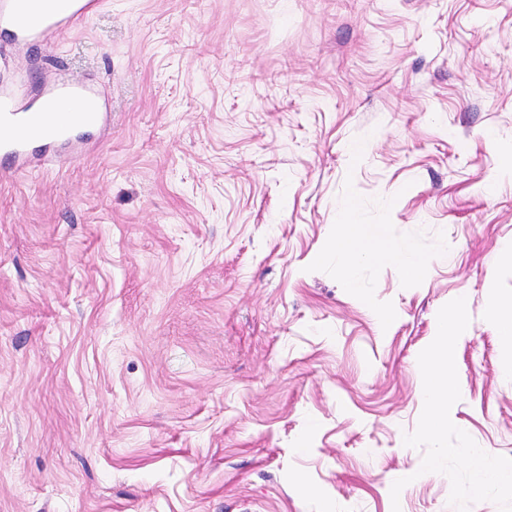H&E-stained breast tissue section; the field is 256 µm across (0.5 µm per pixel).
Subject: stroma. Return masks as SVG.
<instances>
[{"mask_svg": "<svg viewBox=\"0 0 512 512\" xmlns=\"http://www.w3.org/2000/svg\"><path fill=\"white\" fill-rule=\"evenodd\" d=\"M67 76L112 125L0 171V512H458L404 437L459 297L452 421L512 458V0H105L0 44L18 98ZM345 222L423 280L344 277ZM491 313L502 339L512 347V305L492 303Z\"/></svg>", "mask_w": 512, "mask_h": 512, "instance_id": "1", "label": "stroma"}]
</instances>
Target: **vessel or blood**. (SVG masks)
<instances>
[{
	"label": "vessel or blood",
	"instance_id": "vessel-or-blood-1",
	"mask_svg": "<svg viewBox=\"0 0 512 512\" xmlns=\"http://www.w3.org/2000/svg\"><path fill=\"white\" fill-rule=\"evenodd\" d=\"M103 0H0V35L35 48L48 38L78 27ZM95 89L80 81L59 82L20 101L0 89V163L17 171L67 141L102 126Z\"/></svg>",
	"mask_w": 512,
	"mask_h": 512
}]
</instances>
